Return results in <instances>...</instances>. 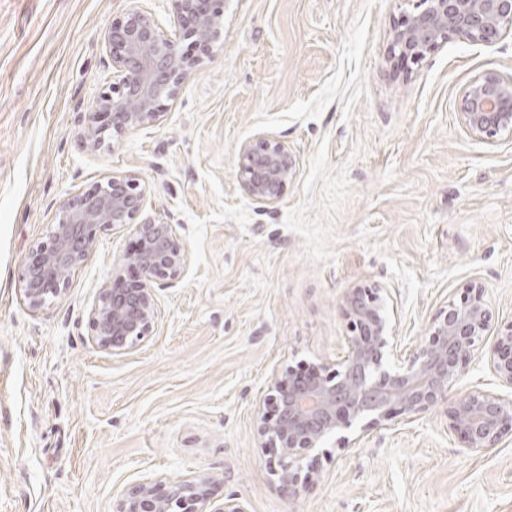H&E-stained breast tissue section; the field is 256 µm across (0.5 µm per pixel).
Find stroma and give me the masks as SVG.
Masks as SVG:
<instances>
[{"label": "stroma", "mask_w": 512, "mask_h": 512, "mask_svg": "<svg viewBox=\"0 0 512 512\" xmlns=\"http://www.w3.org/2000/svg\"><path fill=\"white\" fill-rule=\"evenodd\" d=\"M128 8L0 0V512H114L147 478L208 480L209 506L248 512H512V438L469 450L445 404L318 449L289 487L254 425L274 368L342 354L353 286L388 288L407 349L471 283L492 328L512 323V138L483 143L460 121L475 77L512 78V37L407 66L390 31L410 0H224L212 57L163 121L91 152L83 115L114 81L104 33ZM262 132L295 162L271 211L237 165ZM129 171L146 216L184 224L190 263L158 295L154 336L114 354L88 316L135 225L100 229L40 309L20 275L61 201Z\"/></svg>", "instance_id": "35a3bbf8"}]
</instances>
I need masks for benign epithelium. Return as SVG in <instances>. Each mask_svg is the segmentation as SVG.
<instances>
[{
    "instance_id": "7a95c632",
    "label": "benign epithelium",
    "mask_w": 512,
    "mask_h": 512,
    "mask_svg": "<svg viewBox=\"0 0 512 512\" xmlns=\"http://www.w3.org/2000/svg\"><path fill=\"white\" fill-rule=\"evenodd\" d=\"M183 37L193 51L163 31L144 11L132 7L104 35L116 82L87 113L81 131L95 151L110 133L155 125L164 101L212 56L224 24V0H173ZM512 35V0H415L414 10L390 31L393 57L417 65L455 39L491 45ZM461 121L474 139L491 143L512 136V81L486 74L462 97ZM240 185L259 207L280 202L293 175L288 145L260 133L238 149ZM145 189L129 171L63 200L59 222L48 241L31 247L20 279L30 309L41 308L66 289L71 275L92 251L97 230L136 225L138 241L112 274L89 312L91 339L122 354L146 343L157 327L158 290L178 283L188 265L184 225L173 216L141 218ZM387 289L357 285L344 297L350 334L335 363L273 370L255 409L262 448L278 449L269 462L278 480L298 482L312 467L309 452L337 436L354 448L396 416L407 421L434 405H448V429L473 451L489 452L512 436V396L470 390L463 379L480 341L491 342L485 365L498 384L512 390V324L490 333L491 310L483 287L472 284L460 301L450 300L432 319L425 341L401 347L387 314ZM205 483L179 480L166 486L143 480L130 487L115 512H201Z\"/></svg>"
}]
</instances>
